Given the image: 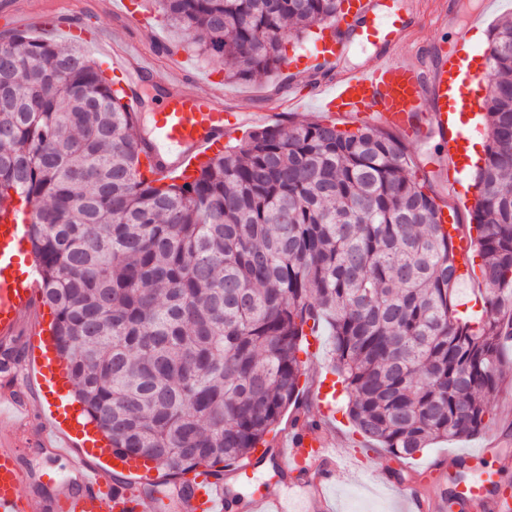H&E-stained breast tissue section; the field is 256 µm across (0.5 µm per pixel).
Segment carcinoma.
Here are the masks:
<instances>
[{"instance_id":"carcinoma-1","label":"carcinoma","mask_w":512,"mask_h":512,"mask_svg":"<svg viewBox=\"0 0 512 512\" xmlns=\"http://www.w3.org/2000/svg\"><path fill=\"white\" fill-rule=\"evenodd\" d=\"M343 0H155L181 43L248 80L283 66L281 34ZM487 144L464 234L480 316L457 309L454 248L401 136L334 122L261 125L181 182L144 148L83 45L0 38V206L29 240L77 400L163 483L233 471L296 404L307 336L331 329L354 432L398 459L477 435L512 382V19L493 27Z\"/></svg>"}]
</instances>
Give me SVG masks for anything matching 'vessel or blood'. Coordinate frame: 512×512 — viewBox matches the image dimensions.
<instances>
[{
  "label": "vessel or blood",
  "instance_id": "1",
  "mask_svg": "<svg viewBox=\"0 0 512 512\" xmlns=\"http://www.w3.org/2000/svg\"><path fill=\"white\" fill-rule=\"evenodd\" d=\"M344 15L323 22L334 38L332 49L319 52L315 64H332L345 46L348 34L380 51L374 67L347 70L317 93L320 109L347 113L366 123L399 131L418 139L440 136L448 147V159L456 174L465 166L457 156L464 138L463 126L448 119L449 98L477 102L485 81L483 72L463 67L462 53H449L432 81L400 57L403 35L409 27L398 0H350ZM102 55L110 70L120 75L115 90L129 112L141 114L144 106L141 81L153 69L148 58L124 45L107 44ZM248 118L224 108L222 91L199 97L182 91L167 97L161 111L150 116L145 139V169L156 180L170 181L188 175L197 163L221 151L225 142L238 137ZM460 275L470 272V243L456 228H449ZM27 227L7 220L0 223V339L11 340L40 297L28 255ZM29 362L37 381L38 395L46 406L47 424L42 446L59 457H68L69 475L56 478L43 473V482L55 489L53 496L34 502L24 492L32 475L22 459L20 435L30 423L23 396L0 394V512H143L141 489L156 478L154 468L135 458L117 457L106 442H94L80 411L73 409L66 391L69 375L59 362L50 324L37 318L30 333ZM334 386L318 382L310 403L322 419L333 418ZM341 454L323 435L291 431L274 450V464L281 471L304 465L311 474L306 501L290 510L281 495L266 493L247 502V512H332L331 489L342 472ZM496 471L481 470L465 483L459 495L472 512H512V497L489 495ZM180 512H230L232 497L222 477L202 471L187 478ZM407 512H448L447 498H432L414 489H402Z\"/></svg>",
  "mask_w": 512,
  "mask_h": 512
}]
</instances>
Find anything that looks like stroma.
<instances>
[{
  "mask_svg": "<svg viewBox=\"0 0 512 512\" xmlns=\"http://www.w3.org/2000/svg\"><path fill=\"white\" fill-rule=\"evenodd\" d=\"M115 0H15L14 14H0V35L13 29H25L31 19L59 17L74 9H82L87 25L101 28L110 40L125 42L155 63L150 82L143 89L145 111H155V98L171 90V81L180 74H188L190 91L204 96L211 92L210 76L213 66L195 55L181 51L174 55L162 53L161 47L177 41L178 36L164 21H157L155 35H148L130 26L124 16L113 9ZM413 13V24L408 31L401 57L418 67L423 76H431L460 41H468L476 61H483L489 46L488 36L492 28L502 19L512 17V0H400ZM314 82L307 74L294 76H262L250 81L230 80L224 82V106L233 112H244L258 116L260 124L279 122L285 125L321 119L322 114L314 102L307 101L304 108L285 115L277 111L279 101L294 91L307 95L313 91ZM408 154L413 160L411 170L417 177L432 179L437 194L448 193V180L442 177L448 165L447 148L440 138L429 140L407 139ZM28 336L26 331L8 342L0 341V356L8 355L7 368L0 370V385L16 384L20 391H27L29 369L27 367ZM493 419L479 434L433 444L409 460V472L402 476L405 482H421L424 491H441V484L430 479H417L416 469L435 462L442 475L454 474L458 469L459 454L485 447L487 440H494L484 461L487 468L498 470L499 481L512 483V468L500 469L502 458H512V384H506L490 399ZM393 460L385 449L376 447L367 450L353 449L350 463L354 477L337 480L332 489L334 512H405L397 494L379 477ZM224 478L233 493L242 499L253 494L274 490L287 499L302 497L304 488L298 474L278 476L268 463L258 464L252 478L239 479L233 472H225Z\"/></svg>",
  "mask_w": 512,
  "mask_h": 512,
  "instance_id": "stroma-1",
  "label": "stroma"
}]
</instances>
